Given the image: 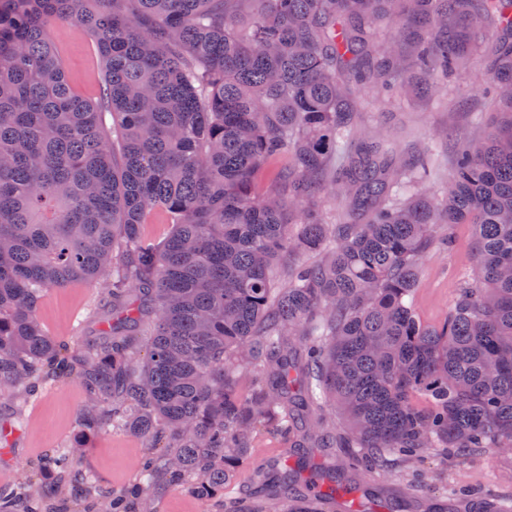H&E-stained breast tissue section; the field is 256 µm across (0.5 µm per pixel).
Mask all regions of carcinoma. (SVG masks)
Segmentation results:
<instances>
[{
    "instance_id": "obj_1",
    "label": "carcinoma",
    "mask_w": 512,
    "mask_h": 512,
    "mask_svg": "<svg viewBox=\"0 0 512 512\" xmlns=\"http://www.w3.org/2000/svg\"><path fill=\"white\" fill-rule=\"evenodd\" d=\"M55 20L95 39L98 101L71 86ZM410 22L430 26L417 69L462 72L481 53L501 105L499 131L459 145L439 197L422 188L427 157L396 168L349 98L353 85L401 93ZM282 153L277 188L260 192ZM316 191L349 217L327 223ZM156 212L172 224L160 244L141 232ZM440 224L473 225L477 249L474 277L433 326L413 295ZM310 252L324 259L273 287L282 257ZM77 282L106 284V300L98 340L70 345L39 305ZM144 297L153 320L135 367L123 331L143 321ZM65 376L84 393L78 435L38 468L59 482L16 485L0 512L88 498L157 512L153 482L218 499L258 428L349 449L343 473H416L429 450L511 451L512 0H0V395ZM302 396L331 402L345 430L328 441L322 422L296 439ZM116 426L145 440L147 483L89 481L71 496L85 438ZM335 491L332 475L312 485ZM307 499L239 512H310Z\"/></svg>"
}]
</instances>
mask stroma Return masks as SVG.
Segmentation results:
<instances>
[{"label": "stroma", "instance_id": "obj_1", "mask_svg": "<svg viewBox=\"0 0 512 512\" xmlns=\"http://www.w3.org/2000/svg\"><path fill=\"white\" fill-rule=\"evenodd\" d=\"M54 43L74 90L88 99L98 96L101 64L95 42L81 28L62 21L50 26ZM483 68L473 60L460 79L435 78L432 84H417L412 95L395 101L370 87L355 88L356 119L362 128L379 131L391 143L399 162H410L420 150L431 149L438 171L428 183L433 195L448 186L454 152L459 140H484L499 114L493 102L474 80ZM437 235L447 245L429 248L421 266L416 291V309L421 319L437 324L445 319L460 283L474 273L476 241L467 224L439 227ZM102 285L76 283L48 292L40 308V320L53 336L68 341L93 340L100 329L94 314L103 302ZM83 394L76 378L52 383L29 395L18 391L0 397V423L13 425L7 447H0V489L25 482L38 459L69 447L77 434V416ZM145 450L142 439L112 428L92 435L78 462L80 471L92 475L103 488L120 491L138 479V464ZM299 455L280 437L258 432L251 450V463L243 468L229 491L228 501L215 504L176 487L156 493L158 512H228L229 501L252 495L270 467L296 468ZM430 474L423 498L449 505L452 488L469 490L473 499L512 497V452L486 448L470 457L441 461L426 453ZM407 485L405 472L383 477L362 472L356 485L338 486L337 498L346 512H388L385 500L368 496L371 488H385L389 496L400 495Z\"/></svg>", "mask_w": 512, "mask_h": 512}]
</instances>
